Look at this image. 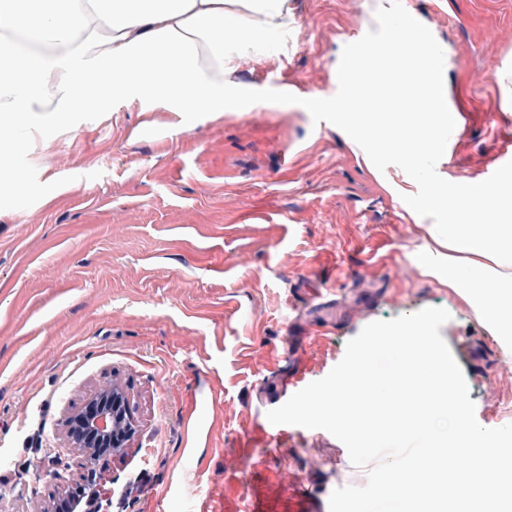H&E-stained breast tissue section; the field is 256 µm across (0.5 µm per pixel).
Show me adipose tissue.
<instances>
[{"label": "adipose tissue", "instance_id": "obj_1", "mask_svg": "<svg viewBox=\"0 0 512 512\" xmlns=\"http://www.w3.org/2000/svg\"><path fill=\"white\" fill-rule=\"evenodd\" d=\"M288 0H0V158L18 147L15 127L30 133L69 126L76 109L107 111L127 98L149 112H246L264 107L233 79L243 46L286 27ZM493 190L464 184L435 192L434 202L459 217L448 225L442 266L512 354V201L487 229L465 211L487 204Z\"/></svg>", "mask_w": 512, "mask_h": 512}]
</instances>
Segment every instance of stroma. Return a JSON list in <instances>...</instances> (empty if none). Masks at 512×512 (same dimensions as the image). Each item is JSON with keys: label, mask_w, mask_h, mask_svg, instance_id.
<instances>
[{"label": "stroma", "mask_w": 512, "mask_h": 512, "mask_svg": "<svg viewBox=\"0 0 512 512\" xmlns=\"http://www.w3.org/2000/svg\"><path fill=\"white\" fill-rule=\"evenodd\" d=\"M446 58L448 101L462 135L436 166L453 183L493 181L512 140V0H401ZM293 21L251 51L238 81L303 97L335 95L343 47L375 28L378 0H289ZM15 165L27 192L0 203V507L43 512L53 485L35 471L64 454L65 419L111 383L128 394L138 433L101 458L109 512H175V483L217 486L237 449L264 457L245 474L273 486L293 469L329 512L365 469L329 432L289 426L266 436L267 372L325 377L376 320L426 307L450 318L440 334L459 364L476 418L512 423V361L444 275L432 219L409 210L417 187L379 171L337 126L297 104L259 112L139 111L116 100L78 113L54 138L25 140ZM325 283L352 302L337 327L289 325L290 299ZM247 428H240V421Z\"/></svg>", "instance_id": "obj_1"}]
</instances>
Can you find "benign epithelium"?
I'll use <instances>...</instances> for the list:
<instances>
[{
	"instance_id": "7a95c632",
	"label": "benign epithelium",
	"mask_w": 512,
	"mask_h": 512,
	"mask_svg": "<svg viewBox=\"0 0 512 512\" xmlns=\"http://www.w3.org/2000/svg\"><path fill=\"white\" fill-rule=\"evenodd\" d=\"M137 433L130 400L121 390L109 388L92 393L85 405L68 417L65 434L66 451L79 458L82 483L67 479L55 464L36 472V478L54 484L58 490L67 491L58 497L52 512H84L86 489L94 491L100 512H108L103 478L93 464L99 450L110 448L115 452L127 447Z\"/></svg>"
}]
</instances>
